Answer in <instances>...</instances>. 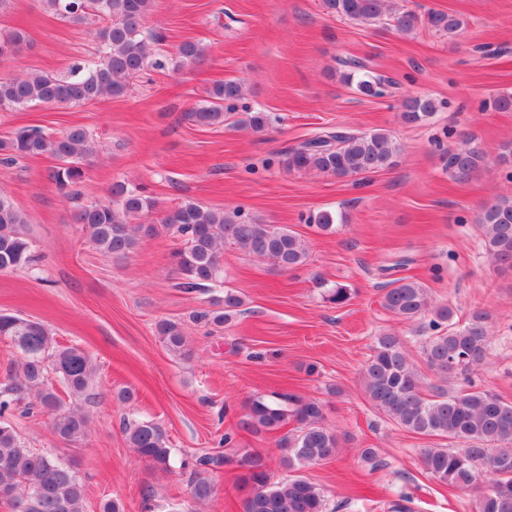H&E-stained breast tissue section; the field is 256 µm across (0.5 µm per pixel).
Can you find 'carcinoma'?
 Returning a JSON list of instances; mask_svg holds the SVG:
<instances>
[{"label":"carcinoma","instance_id":"1","mask_svg":"<svg viewBox=\"0 0 512 512\" xmlns=\"http://www.w3.org/2000/svg\"><path fill=\"white\" fill-rule=\"evenodd\" d=\"M324 9L340 18L366 25L391 21L397 30L413 34L420 29L441 32L450 38L465 32L466 21L452 13L430 10L424 14L401 11L393 0H322ZM42 9L74 25L91 18L102 21L93 58L74 64L68 75L44 72L0 77V110H22L32 105H81L119 97L130 81L151 72L181 71L202 65L208 58L200 42H185L177 54L167 56L157 46L163 34L146 27L156 0H40ZM28 43L22 28L0 31V59L11 60ZM339 79L364 96L384 98L394 81L356 56L337 59ZM246 89L237 79L214 83L206 99L188 112L201 127H228L254 133L267 130L274 118L238 103ZM445 105L430 96L408 97L401 118L407 126L429 121ZM97 152L96 142L83 127L47 133L38 127H22L0 139V164L9 166L21 158L49 156L58 162L52 179L61 193L76 201L85 166ZM400 146L387 129L369 132L324 129L280 153L290 172L317 173L336 178H364L396 166ZM444 170L467 180L487 163L477 147L443 149ZM498 162L512 181V142L500 145ZM75 223L87 241L101 254L127 257L147 237L174 231L181 244L171 253L179 274L176 287L186 292L210 291L223 284L224 248L231 246L248 255L270 261L282 272L295 271L310 262L308 243L286 225L263 224L240 207L215 210L192 200L161 209L143 186L112 184L109 198L79 204ZM323 233L336 230V212L320 210L306 219ZM477 222L482 247L502 268L512 269V198L501 197L484 206ZM28 223L12 198L0 191V271L13 272L30 266L32 245L22 233ZM191 316L198 328L211 334L242 314L244 300L226 288L213 302ZM382 305L402 322L419 324L424 337L423 358L439 380L429 384L408 357L403 342L392 332L375 339L373 351L362 368L361 379L369 401L401 429L427 439L457 444L455 448L430 446L421 452L423 469L437 482L474 495V512H512V401L474 379L492 348L491 314L473 308L464 323L455 311L433 302L430 288L414 277L388 283ZM156 334L171 353L191 356V341L183 323L160 319ZM5 338L22 354L20 362L0 383V503L12 512H85V485L76 469L47 452L25 445L8 415L15 408L25 412H52L51 428L60 439L82 444L89 437V420L78 406L62 404L49 374L53 373L70 395L79 398L92 382L91 357L76 345H54L45 325L11 314H0V339ZM460 378L464 386L448 391L445 383ZM325 405L316 398L293 393L258 395L249 399L235 429L257 437L275 439L281 466L288 471L273 480L269 463L261 454L245 453L233 459L205 454L193 464L189 498L178 512H196V506L215 498L217 487L210 474L226 465L241 471L244 496L242 512H326L325 490L302 475L311 466L334 459L340 438L324 425ZM126 440L140 458L169 470L175 452L164 426L154 420L128 422Z\"/></svg>","mask_w":512,"mask_h":512}]
</instances>
